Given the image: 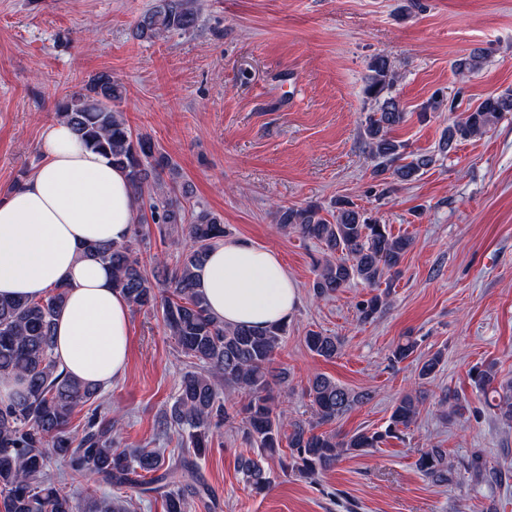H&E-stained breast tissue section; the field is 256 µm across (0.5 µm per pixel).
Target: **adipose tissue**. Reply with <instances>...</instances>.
I'll return each mask as SVG.
<instances>
[{"mask_svg":"<svg viewBox=\"0 0 512 512\" xmlns=\"http://www.w3.org/2000/svg\"><path fill=\"white\" fill-rule=\"evenodd\" d=\"M39 151L35 172L0 199V296L39 300L68 284L54 355L69 375L105 387L126 369L131 307L111 270L81 253L90 242H125L138 201L125 173L65 121L49 123ZM196 282L211 314L230 326L287 320L299 300L280 256L241 241L215 245Z\"/></svg>","mask_w":512,"mask_h":512,"instance_id":"ef3b65f1","label":"adipose tissue"}]
</instances>
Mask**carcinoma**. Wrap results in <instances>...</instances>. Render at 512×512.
Returning a JSON list of instances; mask_svg holds the SVG:
<instances>
[{"label": "carcinoma", "mask_w": 512, "mask_h": 512, "mask_svg": "<svg viewBox=\"0 0 512 512\" xmlns=\"http://www.w3.org/2000/svg\"><path fill=\"white\" fill-rule=\"evenodd\" d=\"M196 0H156L136 21L133 36L138 40L159 39L172 31L196 26ZM485 54L477 50L455 60L457 74L466 76L481 68ZM364 89L371 108L365 134L371 156L377 161L375 176L394 183L417 180L458 144L489 132L505 112H512V90L484 99L465 116L448 125L438 144V154L407 151V145L390 133L404 123L406 112L392 89L396 74L384 55L369 64ZM124 86L101 71L89 77L82 91L58 104L57 117L68 122L92 151L125 171L134 193L148 200L140 212L131 237L146 239L151 229L179 228L190 241L182 260L172 273V291L157 299L149 271H158L161 257L145 261L134 254L130 242H92L83 248L85 258L112 269V287L123 294L134 309L160 306L163 321L175 337L180 354L192 360L195 370L186 373L174 402L165 410L162 432L175 430L186 436V448L202 451L209 438L223 425L241 417V438L251 456L240 460L244 483L261 493L273 477L268 460L287 444L288 453L278 457L284 472L313 479L344 457L363 455L385 439H404L420 414L422 401L407 393L393 407L382 431L340 433L321 431L370 395L357 392L320 374L302 388L314 410L315 420L289 421L277 411L272 381L282 372L274 367L275 354L286 333L282 322L263 328L227 326L209 312L196 290L195 271L209 251L224 239V224L206 209L188 206L190 191L180 183L181 174L146 134H133L123 114L112 105L121 101ZM277 222L286 231L315 240L327 254L317 268L313 294L330 297L359 280L370 288L397 272L413 239L396 236L388 225L361 211L348 200L336 201V214L328 219L316 203L302 207L282 206ZM61 285L40 300L0 297V377H14L21 388L0 402V512H81V505L66 490L63 479L54 480L49 470L54 460L66 461L72 480L94 475L118 490L138 486L144 492L164 494L167 512H188L189 499L197 493V469L189 460L165 462L162 448H136L130 452L114 448L112 431L120 418L102 413L101 388L69 376L54 358V325L66 300ZM388 305L387 294L376 293L357 303L358 320L377 319ZM305 344L326 361L336 358L341 345L337 337L309 331ZM418 350L408 337L391 352L399 363ZM443 361L438 350L419 360L418 378L426 383L437 375ZM475 389L484 395L486 406L512 421V381H500L494 365L470 370ZM91 416L81 430H70L74 415L83 407ZM417 469L435 484H446L458 468L476 481L496 482L502 474L489 471L481 455L454 464L445 448H425L416 460ZM97 512H125L121 497L93 501Z\"/></svg>", "instance_id": "carcinoma-1"}]
</instances>
